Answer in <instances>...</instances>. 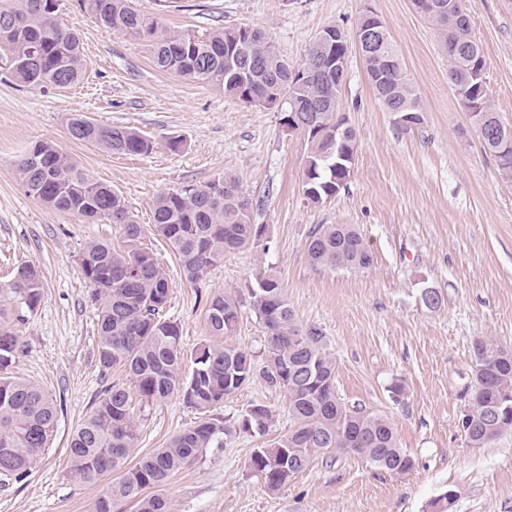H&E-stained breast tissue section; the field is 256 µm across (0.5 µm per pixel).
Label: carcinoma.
<instances>
[{
  "label": "carcinoma",
  "instance_id": "carcinoma-1",
  "mask_svg": "<svg viewBox=\"0 0 512 512\" xmlns=\"http://www.w3.org/2000/svg\"><path fill=\"white\" fill-rule=\"evenodd\" d=\"M65 0H0V45L10 52L9 73L30 89H65L85 76L86 63L78 36L59 21ZM79 6L107 33L146 41L151 61L161 72L183 80L206 81L224 95L253 104L274 96L285 111L304 118L310 151L303 192L319 205L345 188L351 176L355 129H345L336 107L343 84L336 83V58L348 56L349 41L330 34L314 39L306 60L295 65L276 49L258 25L215 29L207 34L171 32L143 13L136 0H78ZM449 0H434L428 16L448 57V78L464 91L482 114L490 135L481 140L502 171L512 179V138L500 130L499 113L486 86V62L472 35L467 14L455 22ZM366 71L383 107L400 114H420L417 93L409 81L390 35L381 38L377 56ZM67 134L109 152L144 155L153 141L133 128L103 125L82 113L67 121ZM27 194L45 206L86 220L106 219L119 230L121 244L91 241L79 266L88 281L97 311L98 362L104 377L116 370L123 381L104 386L90 415L74 431L69 456L78 478L102 483L99 499L111 512L134 503L138 512H170L165 493L171 477L194 464L223 437L240 430L266 431L273 411L262 404L249 408L238 427L213 414L245 386L259 381L283 394L293 425L288 434L254 449L250 469L275 493L304 471L317 454L331 458L352 454L381 470L404 474L414 457L401 448L393 423L382 415L349 408L336 390V361L320 327L295 322L277 278L261 274L248 289V306L266 329L265 355L224 343L239 321L242 300L230 292L206 298L209 341L192 352L181 345L179 325L162 315L169 301V280L153 250L144 244L142 225L134 222L124 199L96 180L56 145L35 143L18 164ZM151 231L177 255L185 279L196 283L224 260V254L259 243L264 234L252 222V201L236 177L226 174L205 184H186L153 201ZM311 266L324 271H365L374 255L350 224H318L307 240ZM42 280L33 266L19 268L0 284V295L16 305L18 318L33 313L42 297ZM20 348L13 331L0 325V476L19 481L45 450L53 432L56 404L37 383L12 375L9 368ZM194 364L182 375L185 359ZM473 375L481 388L471 395L472 421L464 431L473 448L497 437L489 433L485 411L512 404V347L491 337L472 345ZM160 404L171 397L202 415L201 420L170 437L162 448L139 452L133 398Z\"/></svg>",
  "mask_w": 512,
  "mask_h": 512
}]
</instances>
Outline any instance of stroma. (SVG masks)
Masks as SVG:
<instances>
[{"label": "stroma", "mask_w": 512, "mask_h": 512, "mask_svg": "<svg viewBox=\"0 0 512 512\" xmlns=\"http://www.w3.org/2000/svg\"><path fill=\"white\" fill-rule=\"evenodd\" d=\"M174 31L203 33L240 24L264 26L279 52L301 64L325 27L354 33L372 10L385 23L415 86L420 124L406 128L385 111L357 49L348 53L341 112L357 133V157L345 189L319 205L303 193L306 138L289 132L278 109L225 96L213 85L157 70L144 42L107 33L67 0L61 15L86 61L84 79L66 90L16 85L0 53V281L18 267L38 269L39 307L17 318L0 297V321L18 336L14 375L54 399V431L20 481L0 480V512H96L101 488L80 482L69 460L76 428L103 390L91 288L79 254L91 240H115L113 224L47 209L25 192L18 162L39 141L72 156L124 198L132 218L153 223L152 202L185 184L232 174L252 200L260 244L225 254L189 283L163 243L154 249L170 276L166 315L185 351L207 340L205 295L246 296L257 274L277 277L299 325L322 329L336 358V390L348 406L381 414L416 460L396 475L340 453L315 456L280 491L268 492L249 467L254 449L286 435L292 420L282 394L255 382L217 412L237 424L251 405L274 412L266 432H240L210 448L166 488L171 512H428L445 491L449 512H512V431L481 448L459 427L471 380L472 344L481 336L512 347V179L484 153L469 112L448 81L436 29L412 0H136ZM486 59L489 97L512 125V0H462ZM82 113L135 128L154 147L145 155L107 152L71 140L68 117ZM177 137L179 151L167 146ZM318 224H351L374 254L365 272L317 271L306 253ZM443 296L426 308L421 291ZM401 380L406 394L388 388ZM198 419L178 398L137 408L138 446L148 453Z\"/></svg>", "instance_id": "1"}]
</instances>
